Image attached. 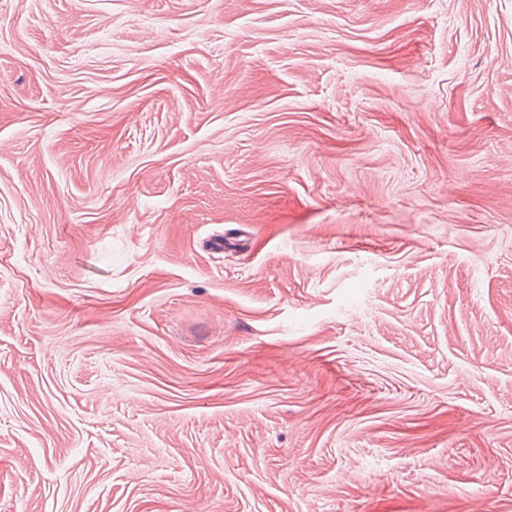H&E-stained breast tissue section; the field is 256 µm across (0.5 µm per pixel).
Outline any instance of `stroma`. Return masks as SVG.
Wrapping results in <instances>:
<instances>
[{
    "mask_svg": "<svg viewBox=\"0 0 512 512\" xmlns=\"http://www.w3.org/2000/svg\"><path fill=\"white\" fill-rule=\"evenodd\" d=\"M0 512H512V0H0Z\"/></svg>",
    "mask_w": 512,
    "mask_h": 512,
    "instance_id": "35a3bbf8",
    "label": "stroma"
}]
</instances>
